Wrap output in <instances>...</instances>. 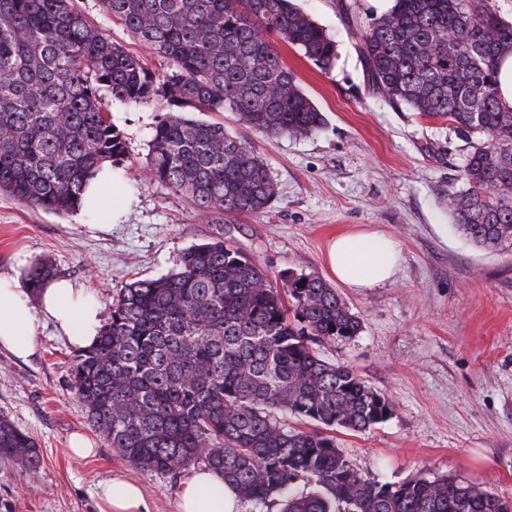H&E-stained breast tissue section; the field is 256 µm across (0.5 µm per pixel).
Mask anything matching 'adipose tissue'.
<instances>
[{"mask_svg": "<svg viewBox=\"0 0 512 512\" xmlns=\"http://www.w3.org/2000/svg\"><path fill=\"white\" fill-rule=\"evenodd\" d=\"M86 192L98 199L93 215L99 228L120 224L134 196L119 172L102 165L88 181ZM111 203H104V193ZM399 262L395 243L372 230L354 229L331 238L325 263L336 282L350 288H376L394 279ZM52 324L69 343L85 349L92 345L102 324L94 296L68 280H51L45 288L31 290L22 269L0 273V348L27 359L36 348L44 324ZM106 512H151L141 487L122 477L101 488ZM176 512H242L237 489L221 473L207 468L186 470L178 483Z\"/></svg>", "mask_w": 512, "mask_h": 512, "instance_id": "ef3b65f1", "label": "adipose tissue"}]
</instances>
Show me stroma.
<instances>
[{"instance_id": "1", "label": "stroma", "mask_w": 512, "mask_h": 512, "mask_svg": "<svg viewBox=\"0 0 512 512\" xmlns=\"http://www.w3.org/2000/svg\"><path fill=\"white\" fill-rule=\"evenodd\" d=\"M335 38L333 68L321 71L281 39L273 44L327 124L309 137L269 139L245 130L231 112L210 113L242 133L264 157L277 185L261 214L216 224L143 166L154 107L111 102L128 156L120 167L137 199L123 224L105 232L81 213L60 216L0 193V273L19 259H47L59 276L90 288L103 315L126 283L171 271L191 245L231 236L273 281L288 274L327 277L324 251L348 227H369L401 252L394 282L337 292L362 329L348 342L318 346L329 362L350 365L393 405L364 433L332 436L354 468L380 482L448 476L512 498V253L484 249L444 206L459 190L467 144L449 124L397 112L369 91L358 38L336 0H296ZM439 143L446 152L428 151ZM28 361L0 350V417L33 437L42 467L32 473L0 460V512H101V486L124 475L138 481L151 512H175L179 483L113 455L86 420L71 388L77 350L43 329ZM91 436L96 455L69 451L72 433Z\"/></svg>"}]
</instances>
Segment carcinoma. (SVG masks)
<instances>
[{
	"mask_svg": "<svg viewBox=\"0 0 512 512\" xmlns=\"http://www.w3.org/2000/svg\"><path fill=\"white\" fill-rule=\"evenodd\" d=\"M99 2L166 71L112 41L75 0H0V192L58 215L79 209L101 164L127 155L109 97L166 111L149 143L150 181L218 224L264 212L277 189L268 165L224 123L192 113L234 112L267 138L315 134L326 118L267 35L324 71L336 41L292 0ZM338 9L359 32L376 94L480 137L446 204L477 245L511 250L512 106L498 74L512 55V24L489 0H394L366 28L351 0ZM56 275L47 260L28 280L36 290ZM360 330L321 277L290 275L278 288L232 239H219L184 250L174 272L119 290L78 355L72 388L123 460L166 473L202 464L268 510L512 512L511 500L453 478L370 479L325 435L363 432L392 411L354 368L315 350ZM0 459L41 466L33 438L3 416ZM302 483L314 490L298 491Z\"/></svg>",
	"mask_w": 512,
	"mask_h": 512,
	"instance_id": "1",
	"label": "carcinoma"
}]
</instances>
